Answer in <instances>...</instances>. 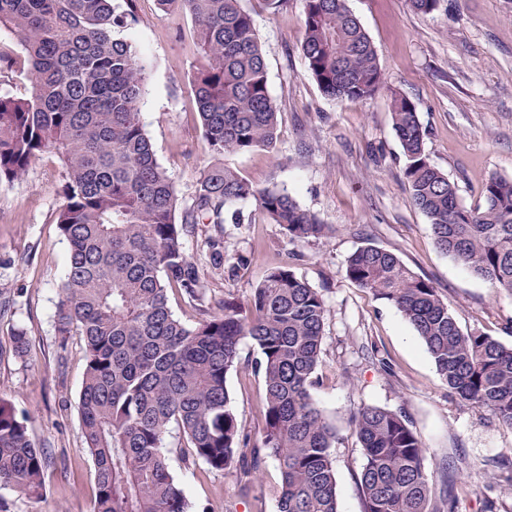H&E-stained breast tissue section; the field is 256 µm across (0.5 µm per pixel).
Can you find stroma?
<instances>
[{
    "label": "stroma",
    "instance_id": "obj_1",
    "mask_svg": "<svg viewBox=\"0 0 512 512\" xmlns=\"http://www.w3.org/2000/svg\"><path fill=\"white\" fill-rule=\"evenodd\" d=\"M262 43L268 88L278 108L274 152L255 150L225 162L260 189L287 190L336 235L307 244L290 242L281 227L256 215L254 200L238 202L243 223L207 225L185 237L188 255L205 273L215 300H247L267 270L286 266L317 288L327 305L317 406L335 425L333 450L339 512H361L357 476L363 453L351 417L366 405L403 410L429 450L435 489H453L452 512H512V428L489 410L452 394L412 326L391 304L345 276L348 256L372 244L394 251L432 280L465 331L479 330L512 347V293L491 288L436 248L427 217L410 200L404 157L392 126L391 94L415 105L427 133L433 165L453 181L461 202L482 200L489 177L512 179V0H440L434 12H413L406 0H347L371 37L387 86L361 102H337L307 74L300 52L303 0L267 9L243 0ZM137 22L127 30L152 62L141 101L142 120L158 163L189 207L212 155L204 140L190 85L197 58L188 16L163 13L156 0H136ZM22 51L0 34V95L24 93ZM60 167L51 155L32 161L27 173L0 182V399L27 417L37 445L54 461L42 498L14 491L11 512H92L94 463L84 442L77 403L85 365L79 337L60 347L54 313L69 257L56 224L61 204ZM224 240V259L250 262L232 277L210 271L206 235ZM25 330L28 351L13 352ZM244 365L230 373L228 389L251 432L261 426L263 379L251 340L240 345ZM388 363L390 372L380 369ZM167 443L170 469L193 512H278L280 473L268 461L249 494L233 476L182 460Z\"/></svg>",
    "mask_w": 512,
    "mask_h": 512
}]
</instances>
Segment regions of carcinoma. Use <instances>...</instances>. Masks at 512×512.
<instances>
[{"mask_svg": "<svg viewBox=\"0 0 512 512\" xmlns=\"http://www.w3.org/2000/svg\"><path fill=\"white\" fill-rule=\"evenodd\" d=\"M179 6L195 27L199 61L192 91L214 157L276 146L278 112L251 14L242 0H157ZM300 44L307 72L340 101L371 97L385 84L377 50L346 0H303ZM136 22L134 0H0V32L24 54L29 88L0 96V182L31 161L60 162L57 224L69 260L55 331L83 341L78 411L95 465L93 512H191L169 469L171 427L183 457L258 483L268 460L281 482L278 512H339L332 448L335 427L315 404L327 305L285 267L271 269L247 305L233 297L207 307V288L183 240L201 224L224 223L226 207L256 202L292 242L336 232L285 191L255 188L218 163L194 203L177 213L176 189L157 162L141 118L150 63L121 33ZM393 129L414 206L436 247L491 287L512 293V180L492 176L483 202L467 207L426 154L414 104L392 93ZM345 276L392 304L412 325L451 393L512 428V347L458 326L433 283L393 251L364 245ZM202 308L193 327L176 318L169 290ZM259 353L264 400L261 437L245 431L226 386L241 365L240 344ZM27 418L0 401V489L40 495L51 456L30 438ZM364 456L361 512L430 509L428 448L406 416L376 405L352 419Z\"/></svg>", "mask_w": 512, "mask_h": 512, "instance_id": "1", "label": "carcinoma"}]
</instances>
